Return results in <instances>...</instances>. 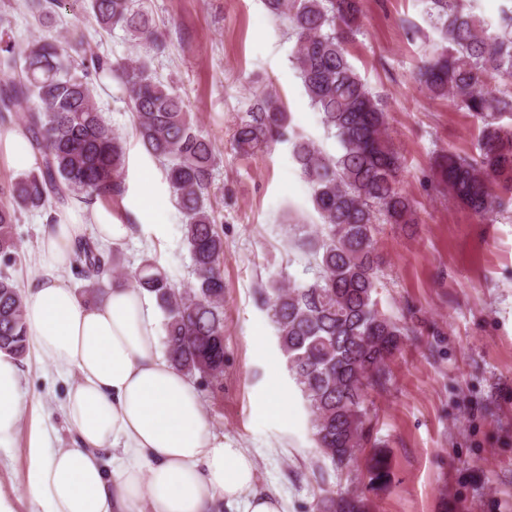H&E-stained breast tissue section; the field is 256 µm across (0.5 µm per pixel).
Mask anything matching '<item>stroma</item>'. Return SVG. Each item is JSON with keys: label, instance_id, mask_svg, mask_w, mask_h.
<instances>
[{"label": "stroma", "instance_id": "35a3bbf8", "mask_svg": "<svg viewBox=\"0 0 512 512\" xmlns=\"http://www.w3.org/2000/svg\"><path fill=\"white\" fill-rule=\"evenodd\" d=\"M136 2L153 17L166 43L163 53L152 54L119 28L97 32L75 0L57 7L55 27L83 33L92 52L112 60L152 55L158 77L178 88L199 130L215 143L214 192L224 220V381L218 390L196 383L213 430L253 455L258 487L276 492L284 512H312L323 487L362 494L372 512H512V207L481 223L430 187L435 154L450 149L477 156L478 130L468 112L426 97L414 80L427 44L408 36L406 24L424 25L422 0H365L363 26L348 45L361 77L387 101L388 135L403 157L402 187L419 215L412 227L381 224L376 233L379 307L410 334L390 363L389 389L368 393L369 446L384 449L391 460L390 482L375 489L360 470L340 474L323 467L306 403L258 295L279 269L298 283L314 275L293 232L295 223L319 221L311 188L288 144L248 157L230 149L257 83L269 82L295 129L336 152L335 138L291 65L294 42L263 0ZM95 98L109 127L131 134L132 114L116 82L101 78ZM147 171L156 198L150 208L143 205ZM124 184L123 197L102 209L113 223L134 227L119 246L125 272L149 254L176 283H186L185 217L161 164L135 142ZM45 222V212L26 211L15 227L23 248L7 272L25 290L39 271ZM20 367L26 409L10 448L0 451V490L15 512H33L25 492L29 439L45 427L51 448L70 446L63 402L73 379L31 354ZM274 371L288 407L284 418L266 404Z\"/></svg>", "mask_w": 512, "mask_h": 512}]
</instances>
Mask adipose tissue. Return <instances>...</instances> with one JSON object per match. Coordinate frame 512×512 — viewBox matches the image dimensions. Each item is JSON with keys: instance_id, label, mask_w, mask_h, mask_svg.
I'll return each mask as SVG.
<instances>
[{"instance_id": "adipose-tissue-1", "label": "adipose tissue", "mask_w": 512, "mask_h": 512, "mask_svg": "<svg viewBox=\"0 0 512 512\" xmlns=\"http://www.w3.org/2000/svg\"><path fill=\"white\" fill-rule=\"evenodd\" d=\"M66 214L43 229L25 323L33 350L78 376L64 401L75 442L51 452L47 433H32L27 496L40 512H281L256 490L253 456L213 431L194 380L160 352L150 296L112 285L87 303L64 278L80 239L119 244L131 225L100 211L90 224L82 209ZM22 413L20 367L0 353L1 448Z\"/></svg>"}]
</instances>
